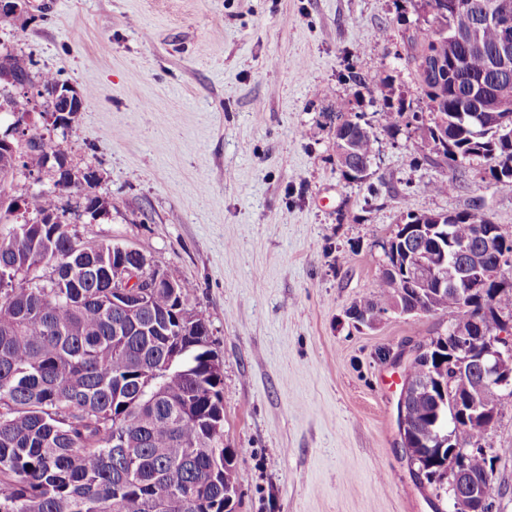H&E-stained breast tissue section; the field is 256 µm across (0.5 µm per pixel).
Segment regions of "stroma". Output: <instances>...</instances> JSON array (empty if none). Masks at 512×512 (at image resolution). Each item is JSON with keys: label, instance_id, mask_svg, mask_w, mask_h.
I'll list each match as a JSON object with an SVG mask.
<instances>
[{"label": "stroma", "instance_id": "stroma-1", "mask_svg": "<svg viewBox=\"0 0 512 512\" xmlns=\"http://www.w3.org/2000/svg\"><path fill=\"white\" fill-rule=\"evenodd\" d=\"M419 0H26L0 45L31 74L84 96L66 129L41 124L92 188H55V162L16 173V195L55 189L81 240L131 245L192 281L224 369V443L237 512H452L415 475L397 422V354L447 334L456 310L388 311L375 299L385 243L406 213L482 212L512 230V186L449 168L421 133L378 125L385 101L427 112L407 58ZM359 74L363 85L349 80ZM379 151L369 177L336 164V101ZM453 179L444 195L422 181ZM107 203L79 214L85 192ZM483 443L494 512H512V409Z\"/></svg>", "mask_w": 512, "mask_h": 512}]
</instances>
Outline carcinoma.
Instances as JSON below:
<instances>
[{"instance_id":"obj_1","label":"carcinoma","mask_w":512,"mask_h":512,"mask_svg":"<svg viewBox=\"0 0 512 512\" xmlns=\"http://www.w3.org/2000/svg\"><path fill=\"white\" fill-rule=\"evenodd\" d=\"M456 0L445 17L448 29L467 33L479 28L481 47L438 39L417 30L414 44L448 64L453 76L443 84H424V94L439 102L448 123L452 167L477 166L497 184H512V127L480 129L496 93L512 94V70L495 72L488 60L500 41L498 29L479 25L471 5ZM12 84L32 81L10 52L0 53V76ZM25 114L30 100L15 98L0 86V105ZM337 117L349 127L354 157L372 163L377 138L352 112L350 101H336ZM404 108L387 103L379 124L390 134L404 120ZM25 146L0 139V512H236V450L224 446V377L222 362L211 348L207 318L188 308L195 285L155 288L146 306L130 321L112 308V289L89 277V266L109 267L112 279L123 271L112 266V245L83 242L60 220L51 224L16 223L13 195L15 170L40 169L46 158L43 135L26 126ZM454 189L448 179H429L420 190L429 195ZM36 216L56 214L52 191L33 200ZM490 220L461 211L434 225V239L448 255L443 286L414 280L397 283L383 271L376 288L378 302L366 310L402 313L457 309L462 316L448 325V334L417 344L406 366L416 378L428 373L440 379L411 401L407 414L409 446L428 454L423 477L447 492L442 479L448 449L427 443L451 431L459 445H477L483 428L451 422L465 384L452 377L448 361L451 332L467 330V319L479 316L486 330L512 335V283L475 286L462 299L457 294L455 248L477 249L475 225ZM496 252H481L489 270L512 264V232L494 225ZM417 245L404 246L401 233L383 245L384 266L403 267ZM51 274H44L45 269Z\"/></svg>"}]
</instances>
